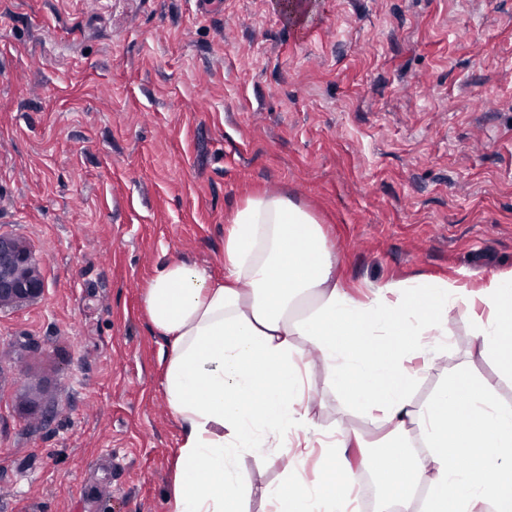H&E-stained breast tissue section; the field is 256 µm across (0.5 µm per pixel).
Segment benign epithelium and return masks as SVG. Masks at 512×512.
I'll use <instances>...</instances> for the list:
<instances>
[{
	"mask_svg": "<svg viewBox=\"0 0 512 512\" xmlns=\"http://www.w3.org/2000/svg\"><path fill=\"white\" fill-rule=\"evenodd\" d=\"M44 288L31 252L18 241L0 236V305L35 299Z\"/></svg>",
	"mask_w": 512,
	"mask_h": 512,
	"instance_id": "obj_1",
	"label": "benign epithelium"
}]
</instances>
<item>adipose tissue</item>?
Segmentation results:
<instances>
[{
	"mask_svg": "<svg viewBox=\"0 0 512 512\" xmlns=\"http://www.w3.org/2000/svg\"><path fill=\"white\" fill-rule=\"evenodd\" d=\"M168 346L164 393L181 425L169 512H346L362 435L319 424L306 398L308 365L330 392L381 430L361 464L380 512H512V401L464 367L414 404L425 370L448 349V316L464 309L484 353L512 379V275L473 289L448 279L392 281L356 298L315 215L287 194L247 198L224 230V275L163 264L145 292ZM421 443L425 456L412 452ZM326 453L314 458L315 447ZM287 460L279 483L257 486L244 460ZM316 464L315 480L302 477Z\"/></svg>",
	"mask_w": 512,
	"mask_h": 512,
	"instance_id": "ef3b65f1",
	"label": "adipose tissue"
}]
</instances>
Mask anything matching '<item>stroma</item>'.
<instances>
[{
    "mask_svg": "<svg viewBox=\"0 0 512 512\" xmlns=\"http://www.w3.org/2000/svg\"><path fill=\"white\" fill-rule=\"evenodd\" d=\"M0 0V235L44 278L0 308V512H167L181 428L144 308L224 273V225L286 193L344 282L512 273V0ZM445 370L512 400L464 312ZM319 422L376 434L309 372Z\"/></svg>",
    "mask_w": 512,
    "mask_h": 512,
    "instance_id": "35a3bbf8",
    "label": "stroma"
}]
</instances>
